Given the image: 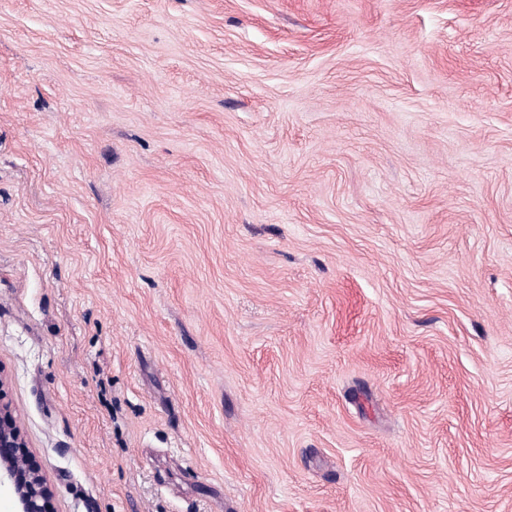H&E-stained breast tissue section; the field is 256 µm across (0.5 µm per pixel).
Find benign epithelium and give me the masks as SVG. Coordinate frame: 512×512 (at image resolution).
<instances>
[{
    "label": "benign epithelium",
    "instance_id": "obj_1",
    "mask_svg": "<svg viewBox=\"0 0 512 512\" xmlns=\"http://www.w3.org/2000/svg\"><path fill=\"white\" fill-rule=\"evenodd\" d=\"M12 493L15 512H50L53 489L28 450L9 403L0 394V486Z\"/></svg>",
    "mask_w": 512,
    "mask_h": 512
}]
</instances>
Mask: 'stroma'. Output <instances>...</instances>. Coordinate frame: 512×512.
I'll use <instances>...</instances> for the list:
<instances>
[{"label": "stroma", "mask_w": 512, "mask_h": 512, "mask_svg": "<svg viewBox=\"0 0 512 512\" xmlns=\"http://www.w3.org/2000/svg\"><path fill=\"white\" fill-rule=\"evenodd\" d=\"M0 390L53 512H512V0H0Z\"/></svg>", "instance_id": "obj_1"}]
</instances>
